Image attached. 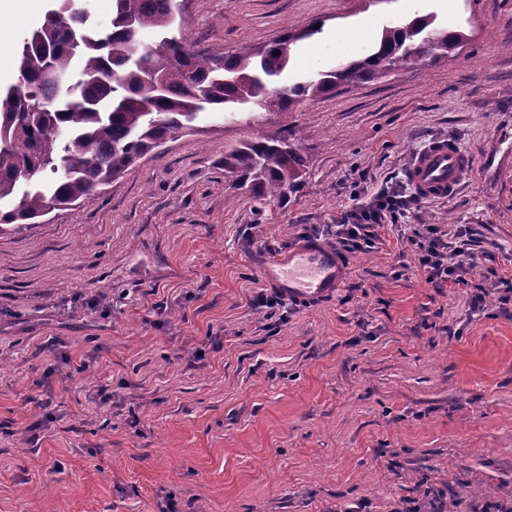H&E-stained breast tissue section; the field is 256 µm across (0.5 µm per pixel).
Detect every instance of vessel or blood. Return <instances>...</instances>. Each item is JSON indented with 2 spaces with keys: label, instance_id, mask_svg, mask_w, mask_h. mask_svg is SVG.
Listing matches in <instances>:
<instances>
[{
  "label": "vessel or blood",
  "instance_id": "vessel-or-blood-1",
  "mask_svg": "<svg viewBox=\"0 0 512 512\" xmlns=\"http://www.w3.org/2000/svg\"><path fill=\"white\" fill-rule=\"evenodd\" d=\"M471 166L467 153L447 141L435 140L412 159L409 176L421 198L443 200L460 188ZM258 272L271 291L289 301L313 305L334 297L348 268L334 248L310 239L264 257Z\"/></svg>",
  "mask_w": 512,
  "mask_h": 512
}]
</instances>
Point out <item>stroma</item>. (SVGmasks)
Segmentation results:
<instances>
[{"instance_id":"obj_1","label":"stroma","mask_w":512,"mask_h":512,"mask_svg":"<svg viewBox=\"0 0 512 512\" xmlns=\"http://www.w3.org/2000/svg\"><path fill=\"white\" fill-rule=\"evenodd\" d=\"M179 2L212 54L322 23L292 82L417 15L467 40L290 110L203 111L93 199L0 227V512H512V0ZM51 7L0 14L1 85ZM257 133L297 141L287 198L225 185ZM436 139L474 166L407 222L472 230L463 284L428 283L387 224L333 300L259 305L261 251L403 192Z\"/></svg>"}]
</instances>
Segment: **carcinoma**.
Masks as SVG:
<instances>
[{
    "mask_svg": "<svg viewBox=\"0 0 512 512\" xmlns=\"http://www.w3.org/2000/svg\"><path fill=\"white\" fill-rule=\"evenodd\" d=\"M57 2L17 51V82L0 88V225L35 224L50 207L92 199L167 137L189 129L207 107L284 110L402 65L438 62L465 41L461 32L434 27L430 16H416L383 28L364 56L271 91L292 46L321 33L322 25L219 58L191 51L174 34V0H113L104 34L86 26L73 0ZM147 28L161 32L160 40L143 44ZM151 72L157 82L149 90ZM38 100L48 108H34ZM302 167L286 139L254 136L224 147V175L259 201L295 190Z\"/></svg>",
    "mask_w": 512,
    "mask_h": 512,
    "instance_id": "1",
    "label": "carcinoma"
}]
</instances>
